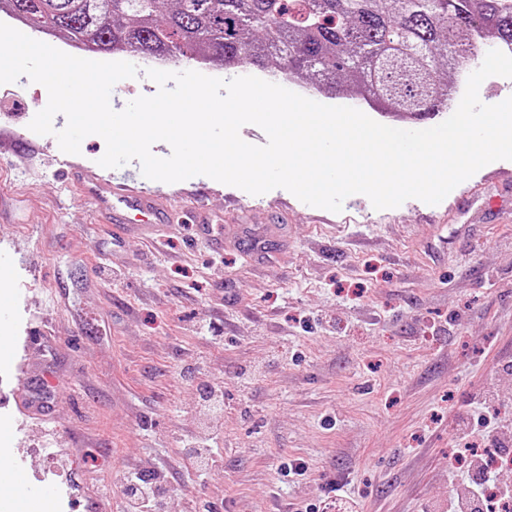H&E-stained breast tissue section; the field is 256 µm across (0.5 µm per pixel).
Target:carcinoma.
<instances>
[{"label":"carcinoma","instance_id":"1","mask_svg":"<svg viewBox=\"0 0 512 512\" xmlns=\"http://www.w3.org/2000/svg\"><path fill=\"white\" fill-rule=\"evenodd\" d=\"M0 0V11L77 48L316 80L402 121L448 111L445 74L480 42L512 46V0Z\"/></svg>","mask_w":512,"mask_h":512}]
</instances>
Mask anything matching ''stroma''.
<instances>
[{"instance_id": "35a3bbf8", "label": "stroma", "mask_w": 512, "mask_h": 512, "mask_svg": "<svg viewBox=\"0 0 512 512\" xmlns=\"http://www.w3.org/2000/svg\"><path fill=\"white\" fill-rule=\"evenodd\" d=\"M41 90L0 84V127L26 139L0 151V259L16 270L0 305L20 338L0 358V391L21 361L47 407L10 403L0 454L57 486L53 512H126L133 466L162 471L158 512H280L335 485L362 512L447 502L453 428L471 403L494 392L512 423V161L462 182L474 201L377 210L354 194L338 213L199 175L178 182V203L266 234L263 261L241 244L188 248L180 224L117 244L63 178L56 138L28 128ZM31 326L42 345L22 343ZM212 426L218 461L193 471L186 439ZM285 459L305 475L281 476Z\"/></svg>"}]
</instances>
